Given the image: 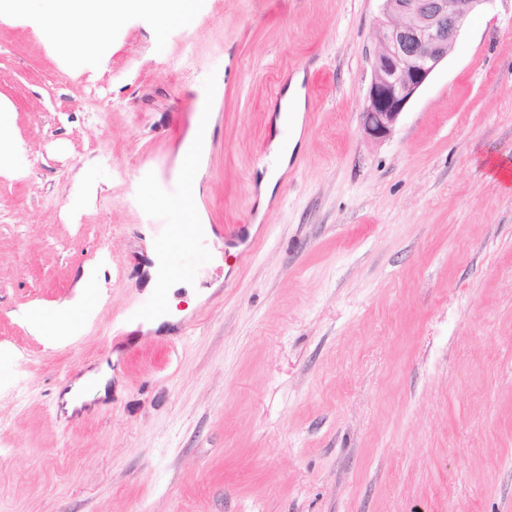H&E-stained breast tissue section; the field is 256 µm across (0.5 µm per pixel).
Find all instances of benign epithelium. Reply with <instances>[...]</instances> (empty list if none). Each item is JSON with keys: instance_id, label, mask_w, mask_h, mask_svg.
<instances>
[{"instance_id": "1", "label": "benign epithelium", "mask_w": 512, "mask_h": 512, "mask_svg": "<svg viewBox=\"0 0 512 512\" xmlns=\"http://www.w3.org/2000/svg\"><path fill=\"white\" fill-rule=\"evenodd\" d=\"M372 32V74L360 127L389 136L402 113L454 51L474 13L489 0H380Z\"/></svg>"}]
</instances>
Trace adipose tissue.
Masks as SVG:
<instances>
[{
    "label": "adipose tissue",
    "mask_w": 512,
    "mask_h": 512,
    "mask_svg": "<svg viewBox=\"0 0 512 512\" xmlns=\"http://www.w3.org/2000/svg\"><path fill=\"white\" fill-rule=\"evenodd\" d=\"M141 7L151 8L159 27L188 19L194 9L193 0H0V14H12L17 21H44L48 47L58 60H65L67 48L89 28H97L111 20L113 14ZM208 127H200L186 141L184 152L189 162L179 178L185 192L168 199L167 204L182 217L179 236L195 240L211 237L210 225L201 222L194 211L192 198L199 193L195 170L201 167L207 145Z\"/></svg>",
    "instance_id": "adipose-tissue-1"
}]
</instances>
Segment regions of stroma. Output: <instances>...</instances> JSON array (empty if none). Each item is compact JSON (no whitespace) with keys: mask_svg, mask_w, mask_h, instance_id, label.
I'll use <instances>...</instances> for the list:
<instances>
[{"mask_svg":"<svg viewBox=\"0 0 512 512\" xmlns=\"http://www.w3.org/2000/svg\"><path fill=\"white\" fill-rule=\"evenodd\" d=\"M378 0H197L49 54L0 19V101L23 149L0 175V512H512V0H492L404 112L365 137ZM302 75L299 141L279 103ZM215 115L197 209L249 254L196 264L175 325L112 333L145 292L147 225ZM100 268L65 334L31 329ZM112 361L66 415L64 378ZM298 137L295 136L291 143H277L274 147L272 156V165L268 173H266L260 181L259 192L261 201L266 203L272 196L274 187L279 176L284 172L288 165L289 157L296 145ZM485 166L490 171L492 178L504 192H512V170L508 162L498 161L494 158H485Z\"/></svg>","mask_w":512,"mask_h":512,"instance_id":"stroma-1","label":"stroma"}]
</instances>
